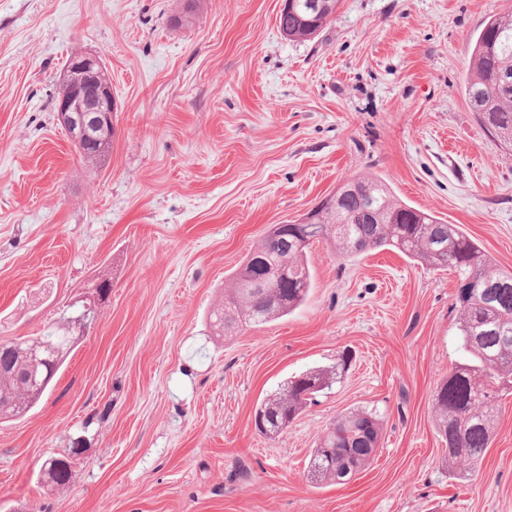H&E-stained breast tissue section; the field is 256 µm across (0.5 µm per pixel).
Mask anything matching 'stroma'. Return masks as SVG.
<instances>
[{
	"mask_svg": "<svg viewBox=\"0 0 512 512\" xmlns=\"http://www.w3.org/2000/svg\"><path fill=\"white\" fill-rule=\"evenodd\" d=\"M282 0H0V343L65 325L109 283L50 390L0 423V512H512V394L470 478L450 473L433 394L465 359L454 273L395 250L307 251L293 314L232 336L209 315L267 232L351 177L457 225L512 271V150L462 90L475 35L512 0H341L285 40ZM104 62L117 112L89 169L56 122L72 51ZM347 371L277 438L257 405ZM382 417L351 483L312 484L327 425ZM70 457L67 485L41 476Z\"/></svg>",
	"mask_w": 512,
	"mask_h": 512,
	"instance_id": "stroma-1",
	"label": "stroma"
}]
</instances>
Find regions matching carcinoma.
Here are the masks:
<instances>
[{
    "label": "carcinoma",
    "mask_w": 512,
    "mask_h": 512,
    "mask_svg": "<svg viewBox=\"0 0 512 512\" xmlns=\"http://www.w3.org/2000/svg\"><path fill=\"white\" fill-rule=\"evenodd\" d=\"M298 0V7L278 15V28L290 41L316 35L336 14L339 0H312L314 9ZM512 81V12L487 18L474 42L463 91L484 131L502 145L512 146V90L501 87L502 76ZM361 186L355 194L336 188L299 224H276L249 253L234 276L224 307L214 312L222 334L244 326L270 323L299 309L312 288L306 250L321 239L334 244L340 256L393 247L433 269L456 275L462 309L458 340L466 360L437 387L433 405L438 430L448 443L449 462H464L459 477L476 470L493 439L499 394L512 390V272L494 268L481 247L458 226L398 200L377 178H353ZM342 196V207L333 199ZM49 345L47 363L35 368L27 344L0 343V420L29 412L51 387L74 345L70 330L40 337ZM347 367L346 356L329 370L310 371L287 381L264 400L255 413L265 425L290 424L313 399L311 383L320 390L332 385ZM381 419L377 412L353 409L334 420L310 458L330 450L334 467L315 479L326 482L341 472L356 474L372 461L379 447ZM49 483L69 482L68 459L53 456L41 465Z\"/></svg>",
    "instance_id": "carcinoma-1"
}]
</instances>
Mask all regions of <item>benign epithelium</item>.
I'll list each match as a JSON object with an SVG mask.
<instances>
[{
	"mask_svg": "<svg viewBox=\"0 0 512 512\" xmlns=\"http://www.w3.org/2000/svg\"><path fill=\"white\" fill-rule=\"evenodd\" d=\"M103 69L100 57L83 53L70 62L59 79L62 92L55 100L56 119L83 152L98 146L94 130L115 128L116 101Z\"/></svg>",
	"mask_w": 512,
	"mask_h": 512,
	"instance_id": "benign-epithelium-1",
	"label": "benign epithelium"
}]
</instances>
